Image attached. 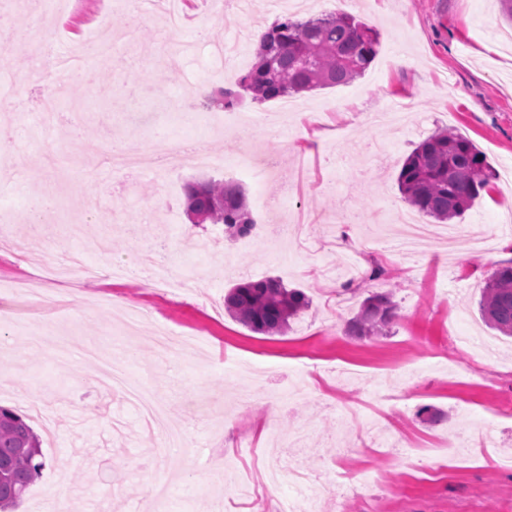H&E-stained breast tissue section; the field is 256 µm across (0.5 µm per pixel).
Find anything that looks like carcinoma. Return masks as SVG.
I'll return each instance as SVG.
<instances>
[{"label":"carcinoma","instance_id":"1","mask_svg":"<svg viewBox=\"0 0 512 512\" xmlns=\"http://www.w3.org/2000/svg\"><path fill=\"white\" fill-rule=\"evenodd\" d=\"M378 33L356 17L336 11L306 20L287 18L263 35L256 62L237 80V89L221 88L208 100L222 108L288 97L343 85L364 75L378 53ZM494 173L483 153L452 130L436 132L405 160L398 185L405 202L440 223L460 217L485 190ZM186 213L202 222L222 224L236 237L248 235L255 219L243 190L222 181L187 185ZM229 313L256 333L284 332L310 305L299 289L274 278L234 285L224 299ZM492 329L512 337V261L500 264L486 280L479 302ZM393 291L377 292L362 303L348 323L354 336H384L396 318ZM44 467L40 439L19 413L0 407V512L13 508Z\"/></svg>","mask_w":512,"mask_h":512}]
</instances>
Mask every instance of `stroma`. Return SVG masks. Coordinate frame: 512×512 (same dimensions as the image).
I'll return each instance as SVG.
<instances>
[{"label": "stroma", "instance_id": "stroma-1", "mask_svg": "<svg viewBox=\"0 0 512 512\" xmlns=\"http://www.w3.org/2000/svg\"><path fill=\"white\" fill-rule=\"evenodd\" d=\"M188 0L180 32L167 26L157 0H0V406L26 416L41 440L45 467L14 512H34L45 495L63 493L67 512H278L302 498L281 482L268 495L264 465L279 460L332 474L319 512H512V339L489 328L478 302L497 263L512 259V235L499 231L512 209V184L492 180L456 228L479 232L492 249L462 241L454 256L434 247L409 255L389 242L363 250L406 209L397 177L410 152L449 128L467 137L494 171L512 164V24L500 0ZM379 33V49L352 83L298 94L303 107L244 98L238 112H276L281 128L224 130L223 109L193 94L225 86L217 44L238 41L245 72L255 61V32L284 18L335 9ZM111 55L86 58L66 86L46 84L31 43L65 56L105 30ZM56 94L59 119L38 123L43 96ZM181 142L204 140L228 162L245 148L279 155L257 176L236 181L248 206L284 196L302 224L281 246L228 237L220 224H194L184 186L223 179L185 167L170 175L111 170L114 150H145L157 129ZM50 192L55 223H27L30 198ZM168 265L193 276L170 292L138 274L157 244ZM87 246L97 278L74 277L73 306L27 311L15 294L21 276L41 273L54 253ZM126 270L112 275L113 266ZM384 274L371 279L373 268ZM280 278L311 299L281 335L250 331L224 307L234 283ZM393 290L398 317L388 335L357 338L346 323L370 294ZM146 319L123 325L128 307ZM51 326L36 345L13 324ZM193 337L185 357L163 355L158 330ZM121 367L155 392L187 436L165 449L136 410L98 380L101 361ZM396 382L403 395L375 427L367 426L374 392ZM279 418L266 424L269 403ZM443 413L433 423L421 409ZM494 428V444L472 437L452 457L430 445L454 431ZM385 470L365 484L366 472Z\"/></svg>", "mask_w": 512, "mask_h": 512}]
</instances>
